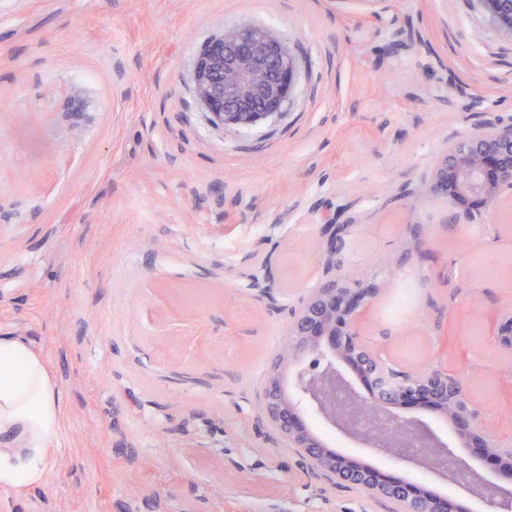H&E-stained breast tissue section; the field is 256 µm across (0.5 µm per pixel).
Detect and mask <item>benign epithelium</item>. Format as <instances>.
I'll use <instances>...</instances> for the list:
<instances>
[{
    "mask_svg": "<svg viewBox=\"0 0 512 512\" xmlns=\"http://www.w3.org/2000/svg\"><path fill=\"white\" fill-rule=\"evenodd\" d=\"M480 2L512 40V0ZM297 70V59L283 39L265 28L236 26L212 38L198 55L196 102L224 127L251 129L284 113ZM475 127L440 148L418 186L421 194L450 200L465 216L498 204L504 190L512 189V120ZM349 224L331 218L322 227V278L289 311L287 337L260 386L264 419L324 477L404 504L406 512H463V504L328 448L308 413L377 454L433 473L493 512H512V448L491 436L460 380L439 367L398 372L361 336L359 317L376 298L378 286L358 269L336 270ZM493 337L497 348L512 352V307L498 313ZM291 371L289 389L285 374ZM408 405L444 419L458 442H447L423 421L400 415ZM458 443L494 465L504 482L488 481L469 467L457 452Z\"/></svg>",
    "mask_w": 512,
    "mask_h": 512,
    "instance_id": "benign-epithelium-1",
    "label": "benign epithelium"
}]
</instances>
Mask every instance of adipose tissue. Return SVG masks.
<instances>
[{"label": "adipose tissue", "mask_w": 512, "mask_h": 512, "mask_svg": "<svg viewBox=\"0 0 512 512\" xmlns=\"http://www.w3.org/2000/svg\"><path fill=\"white\" fill-rule=\"evenodd\" d=\"M61 418L45 358L27 337L0 333V490L43 483Z\"/></svg>", "instance_id": "obj_1"}]
</instances>
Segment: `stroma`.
Here are the masks:
<instances>
[{"mask_svg":"<svg viewBox=\"0 0 512 512\" xmlns=\"http://www.w3.org/2000/svg\"><path fill=\"white\" fill-rule=\"evenodd\" d=\"M243 23L299 69L281 117L237 130L196 105L193 70ZM511 115L512 41L478 0H0V331L41 350L63 407L43 484L0 490V512H392L259 411L339 212L342 268L380 286L362 336L397 369L457 370L512 441V354L492 338L512 224L416 191L444 140Z\"/></svg>","mask_w":512,"mask_h":512,"instance_id":"obj_1","label":"stroma"}]
</instances>
